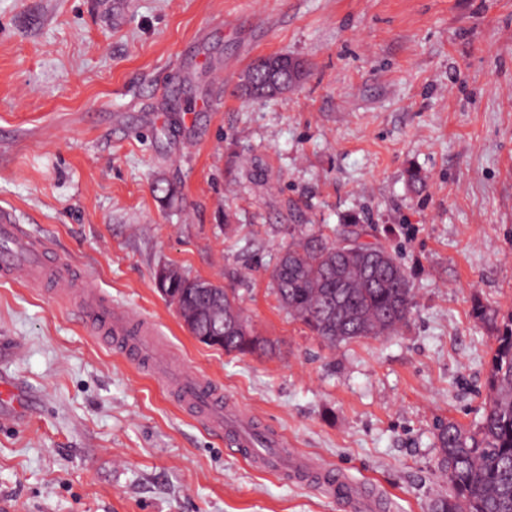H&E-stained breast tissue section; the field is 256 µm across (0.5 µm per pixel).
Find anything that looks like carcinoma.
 Here are the masks:
<instances>
[{
    "label": "carcinoma",
    "mask_w": 512,
    "mask_h": 512,
    "mask_svg": "<svg viewBox=\"0 0 512 512\" xmlns=\"http://www.w3.org/2000/svg\"><path fill=\"white\" fill-rule=\"evenodd\" d=\"M363 231L329 235L298 224L271 272L279 303L327 343L390 336L408 321L413 294L398 258L379 243H363ZM176 289L193 312V332L220 336L218 347L234 356L266 353L269 342H250L249 320L234 289L181 276ZM472 312L493 325L494 348L486 381L485 411L473 429L454 422L437 427L448 495L434 512H512V313L498 319L479 301Z\"/></svg>",
    "instance_id": "1"
}]
</instances>
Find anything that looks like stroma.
Here are the masks:
<instances>
[{"mask_svg":"<svg viewBox=\"0 0 512 512\" xmlns=\"http://www.w3.org/2000/svg\"><path fill=\"white\" fill-rule=\"evenodd\" d=\"M269 55L303 77L246 96ZM2 208L284 451L433 512L437 422L484 413L494 333L472 302L512 312V0H0ZM292 224L367 226L409 273L408 323L332 346L294 320L270 278ZM163 263L236 289L275 353L193 338ZM4 377L37 398L0 419L16 512H366L259 469L63 287L0 278Z\"/></svg>","mask_w":512,"mask_h":512,"instance_id":"stroma-1","label":"stroma"}]
</instances>
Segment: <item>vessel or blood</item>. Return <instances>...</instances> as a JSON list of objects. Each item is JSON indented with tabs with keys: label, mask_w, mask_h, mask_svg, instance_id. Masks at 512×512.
Wrapping results in <instances>:
<instances>
[{
	"label": "vessel or blood",
	"mask_w": 512,
	"mask_h": 512,
	"mask_svg": "<svg viewBox=\"0 0 512 512\" xmlns=\"http://www.w3.org/2000/svg\"><path fill=\"white\" fill-rule=\"evenodd\" d=\"M0 276L33 286L57 277L74 280L79 289L77 308L96 327L102 339L116 344L136 360L156 362L149 341L150 326L131 311L113 307L90 278H75L71 267L52 252L44 239L23 233L5 210L0 212ZM165 385L179 393L191 416L204 419L211 428L224 431L236 447L253 446L252 433L240 423L236 414L225 410L222 396L208 379L170 374L165 378Z\"/></svg>",
	"instance_id": "vessel-or-blood-1"
}]
</instances>
